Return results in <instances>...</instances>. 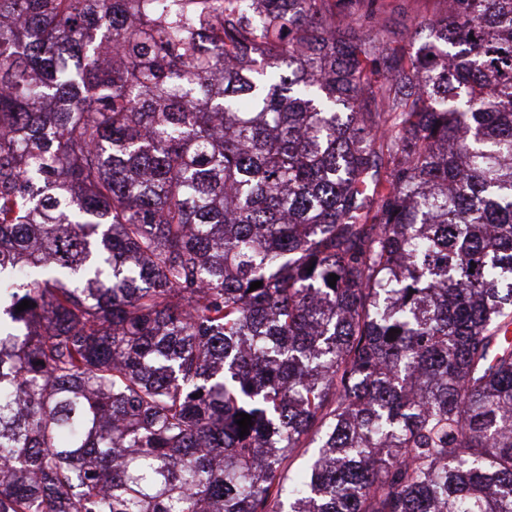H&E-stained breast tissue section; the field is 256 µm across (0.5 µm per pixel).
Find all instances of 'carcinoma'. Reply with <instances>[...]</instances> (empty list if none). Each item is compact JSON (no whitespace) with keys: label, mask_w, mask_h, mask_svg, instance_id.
<instances>
[{"label":"carcinoma","mask_w":512,"mask_h":512,"mask_svg":"<svg viewBox=\"0 0 512 512\" xmlns=\"http://www.w3.org/2000/svg\"><path fill=\"white\" fill-rule=\"evenodd\" d=\"M373 2L0 0V512H512V0ZM380 17L386 27L406 44L412 40L419 41L415 34L418 22L427 21L439 15L443 0H382Z\"/></svg>","instance_id":"carcinoma-1"}]
</instances>
